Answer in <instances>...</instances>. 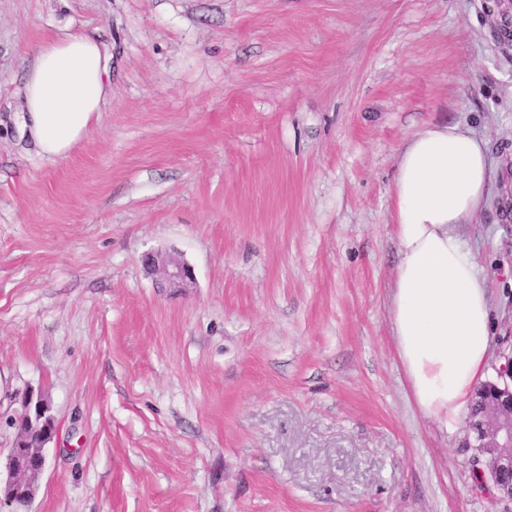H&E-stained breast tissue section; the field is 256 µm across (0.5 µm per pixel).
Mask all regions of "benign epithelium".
I'll return each mask as SVG.
<instances>
[{
	"label": "benign epithelium",
	"mask_w": 512,
	"mask_h": 512,
	"mask_svg": "<svg viewBox=\"0 0 512 512\" xmlns=\"http://www.w3.org/2000/svg\"><path fill=\"white\" fill-rule=\"evenodd\" d=\"M142 262L160 272L170 288H182L194 280L193 269L171 255L147 253ZM497 374L490 394L480 392L484 396L482 407L470 419V427L486 480L500 499L512 503V355L505 358ZM13 405L11 414L0 413V422L16 430L7 456V475L0 478V512H11L12 499L18 494L34 499L37 481L47 464L46 445L59 431L48 405L34 390L15 393Z\"/></svg>",
	"instance_id": "7a95c632"
}]
</instances>
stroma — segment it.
I'll list each match as a JSON object with an SVG mask.
<instances>
[{
    "mask_svg": "<svg viewBox=\"0 0 512 512\" xmlns=\"http://www.w3.org/2000/svg\"><path fill=\"white\" fill-rule=\"evenodd\" d=\"M495 0H0V399L60 425L27 512H512L412 402L389 320L401 146L488 143L462 226L512 353V44ZM83 32L111 92L67 158L26 65ZM175 256L172 294L144 269ZM143 264L151 271H159L162 281L169 288H184L194 280L193 269L184 261L162 253H147L143 256Z\"/></svg>",
    "mask_w": 512,
    "mask_h": 512,
    "instance_id": "1",
    "label": "stroma"
}]
</instances>
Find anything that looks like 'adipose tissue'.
Returning a JSON list of instances; mask_svg holds the SVG:
<instances>
[{
	"label": "adipose tissue",
	"mask_w": 512,
	"mask_h": 512,
	"mask_svg": "<svg viewBox=\"0 0 512 512\" xmlns=\"http://www.w3.org/2000/svg\"><path fill=\"white\" fill-rule=\"evenodd\" d=\"M109 91L91 36L48 39L27 68L21 129L42 156L66 158ZM491 179L484 141L453 121L426 125L399 151L392 203L400 260L389 320L414 404L446 430L457 427L487 362L490 300L459 229L485 205Z\"/></svg>",
	"instance_id": "ef3b65f1"
}]
</instances>
